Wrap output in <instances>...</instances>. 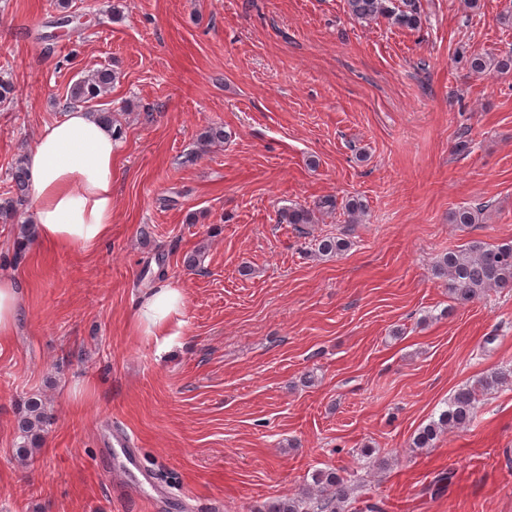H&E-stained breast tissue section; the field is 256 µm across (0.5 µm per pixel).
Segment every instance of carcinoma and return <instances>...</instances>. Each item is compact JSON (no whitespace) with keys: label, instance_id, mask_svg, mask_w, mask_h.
Returning <instances> with one entry per match:
<instances>
[{"label":"carcinoma","instance_id":"cac0c4a2","mask_svg":"<svg viewBox=\"0 0 512 512\" xmlns=\"http://www.w3.org/2000/svg\"><path fill=\"white\" fill-rule=\"evenodd\" d=\"M348 13L357 20L372 22L385 19L401 28L418 29L422 25L419 0H345ZM472 71L503 73L512 71V51L505 55L475 54L471 57ZM116 73L97 70L76 80L67 94V107H93V103L110 91L116 81ZM11 186L8 196L0 198V223L16 225V243L22 248L34 242L37 227L26 221L18 223L20 209L26 202L30 177L26 157L19 158L11 169ZM336 208V201L322 198L313 206H291L279 213V223L292 224L304 231L308 224H315L318 215ZM344 209L348 221L356 224L366 210V205L352 197L346 200ZM485 207H461L450 214L453 224L470 225L482 220ZM348 242L336 238L314 241L312 252L320 256H335L345 250ZM436 274L448 279V290L454 299L463 303L478 299L491 290L512 289V241L486 246L473 241L466 247L445 254L435 268ZM512 387V368L497 369L478 378L475 383L458 389L447 403L438 419L425 425L413 439L416 448H431L438 437L447 430L470 424L476 415L479 397ZM48 426L43 400L30 397L25 403L23 415L18 420L20 443L15 455L19 462L27 463L33 450L41 447ZM356 486L348 475L336 470H317L311 482L293 496L280 499L268 506L266 512H346L357 510L360 499L354 497Z\"/></svg>","mask_w":512,"mask_h":512}]
</instances>
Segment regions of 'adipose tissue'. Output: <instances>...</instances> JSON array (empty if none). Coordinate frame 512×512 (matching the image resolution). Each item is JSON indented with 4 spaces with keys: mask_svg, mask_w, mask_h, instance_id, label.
<instances>
[{
    "mask_svg": "<svg viewBox=\"0 0 512 512\" xmlns=\"http://www.w3.org/2000/svg\"><path fill=\"white\" fill-rule=\"evenodd\" d=\"M112 129L83 110L45 126L28 156L33 197L30 220L38 242L63 249H91L112 233ZM185 297L167 281L146 289L135 306L136 326L165 335Z\"/></svg>",
    "mask_w": 512,
    "mask_h": 512,
    "instance_id": "ef3b65f1",
    "label": "adipose tissue"
}]
</instances>
